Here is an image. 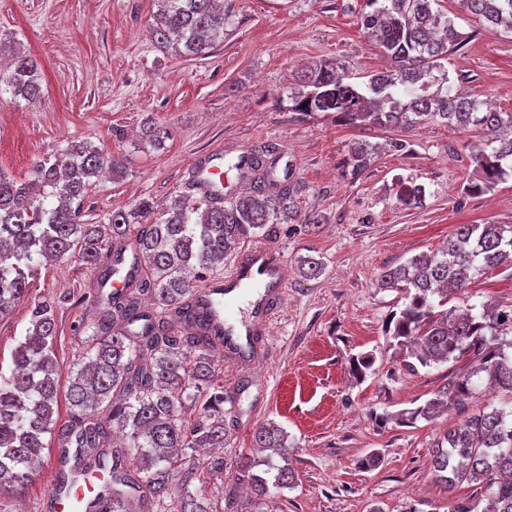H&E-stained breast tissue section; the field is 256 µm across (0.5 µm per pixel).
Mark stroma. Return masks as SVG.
<instances>
[{
    "label": "stroma",
    "mask_w": 512,
    "mask_h": 512,
    "mask_svg": "<svg viewBox=\"0 0 512 512\" xmlns=\"http://www.w3.org/2000/svg\"><path fill=\"white\" fill-rule=\"evenodd\" d=\"M366 0H224L232 12L224 42L201 56L160 47L153 34L154 0H0V35L29 54L42 72L33 102L0 101V170L29 181L42 155L83 140L116 158L122 176L89 187L85 221L147 200L163 207L191 192L193 158L223 150L225 158L274 144L293 181L302 213L324 222L272 224L254 243L284 255L285 305L272 326L263 361L239 369L214 360L224 380L228 422L223 449L195 452L208 471L206 494L234 496L242 512H405L420 501L450 512L455 500H480L461 485L448 491L431 464V448L456 424V413L414 427L382 426L375 414L417 406L444 383L448 365L410 374L386 348L384 330L399 311L398 292L378 288L384 267L437 249L456 225L512 223V177L483 195L464 194L473 168L464 148L472 132L442 123L409 128L349 125L335 115L290 112L280 92L307 66L326 60L347 68L355 82L385 62L361 29ZM464 92L500 112H512V34L475 26L472 40L448 58ZM169 137L153 149L136 132L146 117ZM358 139L379 152L359 177L346 167ZM420 185V202H398L401 187ZM319 259L314 280L299 272L301 258ZM98 272L75 260L42 266L34 295L57 302L54 342L59 391L88 345L99 309L92 297ZM512 305V268L472 280L456 299L464 308L483 302ZM28 327L25 303L0 319V369ZM371 352L362 380L348 373L352 357ZM273 422L287 435L294 471L291 488L260 496L236 479L242 457H257L253 436ZM378 453V467L358 461ZM221 471H212L216 460ZM54 454L26 488L15 491L22 512H46Z\"/></svg>",
    "instance_id": "stroma-1"
}]
</instances>
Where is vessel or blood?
Returning a JSON list of instances; mask_svg holds the SVG:
<instances>
[{
  "label": "vessel or blood",
  "mask_w": 512,
  "mask_h": 512,
  "mask_svg": "<svg viewBox=\"0 0 512 512\" xmlns=\"http://www.w3.org/2000/svg\"><path fill=\"white\" fill-rule=\"evenodd\" d=\"M192 166L200 190L223 194V155L197 157ZM284 268L281 252L258 244L245 249L223 274L195 289V307L206 317L226 362L248 367L258 360L260 344L284 297Z\"/></svg>",
  "instance_id": "1"
}]
</instances>
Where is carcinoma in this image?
I'll use <instances>...</instances> for the list:
<instances>
[{"instance_id":"carcinoma-1","label":"carcinoma","mask_w":512,"mask_h":512,"mask_svg":"<svg viewBox=\"0 0 512 512\" xmlns=\"http://www.w3.org/2000/svg\"><path fill=\"white\" fill-rule=\"evenodd\" d=\"M153 33L175 44L179 54L201 55L224 43L220 0H156ZM457 11L440 9V0H366L364 34L381 49L387 66L363 86L349 82L332 62L310 67L288 88V111L309 116L336 114L346 124L412 127L430 122L480 131L467 144L473 175L468 192L487 193L512 177V112H496L485 101L460 92L445 61L471 40L458 21L512 33V0H456ZM0 100L10 95L30 101L40 93L37 63L0 38ZM168 132L152 118L140 141L159 147ZM378 147L358 140L346 164L362 174ZM276 147L268 144L241 154L233 167L252 190L224 201L189 194L154 211L147 201L112 212L105 224H86L82 207L87 187L117 165L94 146L70 141L39 159L33 177L21 182L0 171V318L15 304L29 308L24 340L12 355L9 374L0 372V512H12L1 493L23 488L35 477L46 436L89 457L112 481L109 490L76 504L81 512H134L132 502L160 504L169 485L205 484L187 450L224 447V384L212 359L214 345L203 324L188 332L180 322L195 319L190 302L196 283L224 269V256L241 240L269 224L323 223L316 213L300 215L290 173L277 175ZM141 275L117 304L99 299V334L92 337L84 361L69 374V419H59V367L54 352L56 305L51 298H30L32 280L44 262L67 255L94 268L103 257L123 252L133 225ZM512 263V224H460L435 249L389 266L377 284L402 293V308L385 327L389 346L400 353L408 373L418 368L473 361L466 372H448L432 397L415 407L375 415L383 424L415 426L454 410L460 422L448 429L432 451L433 469L453 491L476 485L488 497L483 512H512V408H470L478 395L474 378L512 393V308L482 304L448 306L464 295L473 275ZM104 266V265H102ZM114 268L102 269L100 283ZM161 312L146 318L141 297ZM375 362L363 354L350 363L360 379ZM198 409L188 419L186 407ZM254 447L272 455L241 462L237 479L263 493L272 485L287 489L294 481L285 432L273 423L261 426ZM283 461L273 463L272 456ZM265 465L258 474L254 468ZM174 512H238L232 498L211 501L187 493Z\"/></svg>"}]
</instances>
